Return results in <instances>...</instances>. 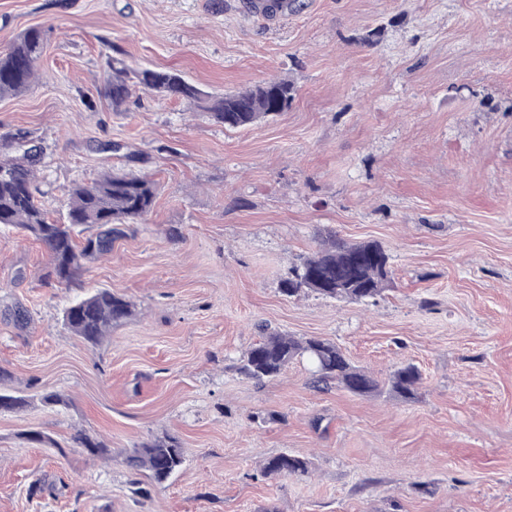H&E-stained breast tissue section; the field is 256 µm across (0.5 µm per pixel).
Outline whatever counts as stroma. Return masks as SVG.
<instances>
[{
    "mask_svg": "<svg viewBox=\"0 0 512 512\" xmlns=\"http://www.w3.org/2000/svg\"><path fill=\"white\" fill-rule=\"evenodd\" d=\"M251 2L0 0V51L46 32L38 82L0 98V133L41 143L53 218L129 152L157 186L70 289L44 284L32 237L0 229V390L64 399L0 413V512H512V0ZM112 56L207 92L286 79L297 94L238 130L144 92L116 112ZM331 232L388 253L377 302L282 295ZM95 288L134 314L91 346L63 311ZM265 325L332 340L378 378L414 363L417 394L320 390L304 360L246 378ZM81 431L111 458L74 447ZM154 439L185 452L161 484L120 460ZM281 452L311 476L257 478Z\"/></svg>",
    "mask_w": 512,
    "mask_h": 512,
    "instance_id": "1",
    "label": "stroma"
}]
</instances>
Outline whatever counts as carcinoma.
<instances>
[{"mask_svg": "<svg viewBox=\"0 0 512 512\" xmlns=\"http://www.w3.org/2000/svg\"><path fill=\"white\" fill-rule=\"evenodd\" d=\"M43 48V30L31 27L0 53V98L30 89ZM109 68L104 94L113 111H127L133 92L139 88L159 97L193 101L226 129L247 128L284 112L296 94L290 81L275 80L212 96L170 69L133 67L118 56L110 59ZM31 142L30 133L21 129L0 134V225L20 228L38 240L49 256L45 283L68 287L86 261L110 253L113 238L124 235L126 228L147 216L154 204V183L131 169L108 171L90 183L75 185L66 216L54 220L38 197L40 151L30 147ZM388 261V254L378 243H349L332 234L327 244L303 258L282 281L281 291L288 297L310 291L324 298L363 303L387 289ZM133 312L134 306L124 294L102 288L74 301L63 318L73 335L95 346L112 326L129 319ZM298 357L309 361L317 384L334 383L358 396L385 388L410 399L422 379L419 368L409 362L379 380L352 365L340 347L328 339H297L278 331L266 333L253 344L237 370L250 379L270 381L279 378ZM27 403L23 396L0 392V409L14 412ZM73 440L93 457H112V449L85 433L76 434ZM183 463V448L173 440L145 442L123 455V464L131 474L145 470L157 483L178 472ZM309 474V461L289 453L275 455L261 467V476L268 478H303Z\"/></svg>", "mask_w": 512, "mask_h": 512, "instance_id": "carcinoma-1", "label": "carcinoma"}]
</instances>
